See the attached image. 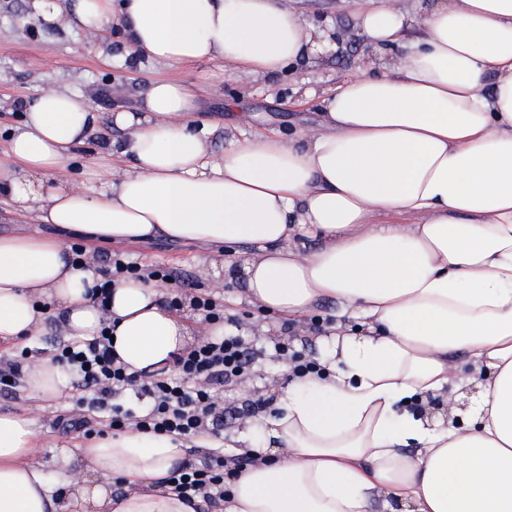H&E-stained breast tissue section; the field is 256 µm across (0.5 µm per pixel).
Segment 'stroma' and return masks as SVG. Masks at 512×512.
<instances>
[{"instance_id": "35a3bbf8", "label": "stroma", "mask_w": 512, "mask_h": 512, "mask_svg": "<svg viewBox=\"0 0 512 512\" xmlns=\"http://www.w3.org/2000/svg\"><path fill=\"white\" fill-rule=\"evenodd\" d=\"M33 0H0V163L4 162L5 143L20 127L23 106L33 96L50 88H76L84 91L95 109L103 114L98 132L75 149L63 171L79 188L97 185L104 162L101 146L109 140H121L125 131L112 126L109 114L118 107L135 106L149 80L172 78L193 85L198 92V122L211 129L215 150H223L241 133L263 135H310L318 126L319 98L326 88L369 71L375 49L368 38L351 40L356 30V14L366 0H288L290 8L319 22L329 20L344 38L337 54L321 59L315 67L285 73L276 78H255L235 72L225 73L223 64L199 63L170 67L147 61L131 53L119 25H112L102 49L92 46L93 33L77 25L46 21L36 15ZM40 234L64 242L88 243L84 233L65 232L40 224L34 215L12 209L0 199V235ZM129 252L143 264L173 268L180 280L191 287L213 289L216 277L205 273L201 264L207 248L193 243H177L164 238L151 239L133 246ZM224 328L243 333L260 350L257 389L264 396L284 387L289 379L288 365L271 358L277 341H286L290 329L304 332L302 343L310 358H317L337 322L356 329L354 319H341L335 302L322 301L312 315L286 321L278 315L252 305L241 280H224ZM67 334L58 317L48 315L36 336L24 348L0 343V364L19 359L21 350L38 358L53 356ZM78 387H70L56 399L31 397L23 383L0 390V412L12 411L30 417L39 446L27 458L29 464L47 472L57 467L56 444L79 442L83 433L56 426V417L65 415L79 396Z\"/></svg>"}]
</instances>
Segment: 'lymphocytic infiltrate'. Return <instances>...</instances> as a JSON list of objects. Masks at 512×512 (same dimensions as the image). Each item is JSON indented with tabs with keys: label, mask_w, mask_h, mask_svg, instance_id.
I'll use <instances>...</instances> for the list:
<instances>
[{
	"label": "lymphocytic infiltrate",
	"mask_w": 512,
	"mask_h": 512,
	"mask_svg": "<svg viewBox=\"0 0 512 512\" xmlns=\"http://www.w3.org/2000/svg\"><path fill=\"white\" fill-rule=\"evenodd\" d=\"M129 275L163 283L175 278L169 268L142 264L126 252L112 253L109 281ZM55 358L75 373L83 391L63 418L64 426L86 431L95 426L115 431L132 427L185 440L207 436L212 448L173 470L169 483L183 500L207 508L223 506L229 499L231 483L252 462L249 456L224 451V392L248 385L254 375L256 353L241 336L202 337L175 357L169 373L129 372L113 354L105 329L90 340L60 343ZM131 388L147 399L144 410L118 404V397Z\"/></svg>",
	"instance_id": "obj_1"
}]
</instances>
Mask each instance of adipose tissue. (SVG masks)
Segmentation results:
<instances>
[{
    "instance_id": "ef3b65f1",
    "label": "adipose tissue",
    "mask_w": 512,
    "mask_h": 512,
    "mask_svg": "<svg viewBox=\"0 0 512 512\" xmlns=\"http://www.w3.org/2000/svg\"><path fill=\"white\" fill-rule=\"evenodd\" d=\"M116 21L149 61L260 78L337 48L330 23L283 0H78L77 25ZM357 26L377 70L324 92L312 139L250 134L215 152L193 90L155 80L112 112L128 136L104 148V189L80 193L59 173L101 115L53 89L24 105L0 196L103 243L252 247L238 275L255 306L294 318L330 299L359 320L325 342L321 374L280 390L267 447L239 439L254 462L224 512H372L391 499L406 512H512V0H380ZM300 238L319 245L301 251ZM98 280L62 240L0 236V339L36 335L50 307L77 339L111 327L129 370L171 368L194 334L187 314L130 277L100 308ZM23 381L40 399L70 383L48 359ZM430 395L446 398L447 418L428 416ZM36 446L28 418L0 413V512H194L167 483L187 460L181 438L128 429L64 444L53 480L27 463ZM72 465L87 479L71 481Z\"/></svg>"
}]
</instances>
